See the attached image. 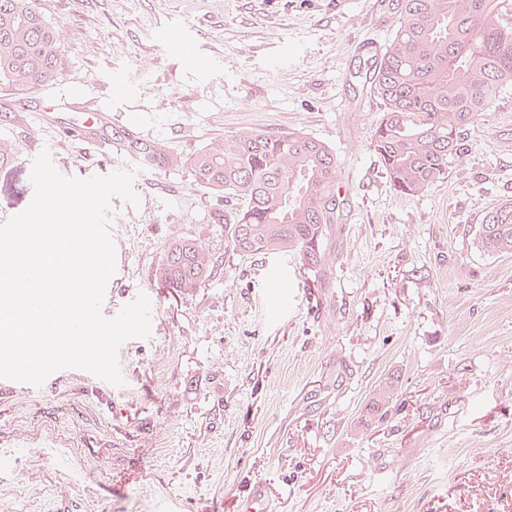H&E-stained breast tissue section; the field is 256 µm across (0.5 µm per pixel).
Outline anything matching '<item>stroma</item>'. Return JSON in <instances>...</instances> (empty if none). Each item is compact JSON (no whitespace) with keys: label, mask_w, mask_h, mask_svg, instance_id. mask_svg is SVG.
I'll return each instance as SVG.
<instances>
[{"label":"stroma","mask_w":512,"mask_h":512,"mask_svg":"<svg viewBox=\"0 0 512 512\" xmlns=\"http://www.w3.org/2000/svg\"><path fill=\"white\" fill-rule=\"evenodd\" d=\"M66 70L34 93L0 86V224L22 212L34 159L88 178L135 170L113 198L116 271L102 312L138 294L151 334L117 352L123 385L61 369L38 387L0 379V512H512V254L474 244L487 207L512 201V87L467 131V155L418 196L395 191L371 142L381 102L365 78L396 20L383 0H38ZM186 32L205 72L158 45ZM105 113L86 130L84 115ZM195 152L224 134L297 129L333 149L349 196L333 287L292 252L239 257L190 169L99 145L128 120ZM186 236L218 266L193 293L154 277ZM393 413L365 424L378 386ZM126 479L115 494L106 485Z\"/></svg>","instance_id":"35a3bbf8"}]
</instances>
